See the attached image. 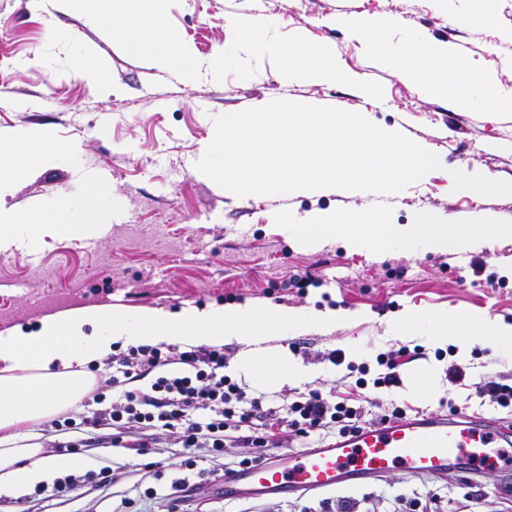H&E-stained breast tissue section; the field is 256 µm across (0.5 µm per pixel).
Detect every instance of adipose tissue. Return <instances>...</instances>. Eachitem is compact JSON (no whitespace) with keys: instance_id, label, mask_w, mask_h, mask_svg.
<instances>
[{"instance_id":"ef3b65f1","label":"adipose tissue","mask_w":512,"mask_h":512,"mask_svg":"<svg viewBox=\"0 0 512 512\" xmlns=\"http://www.w3.org/2000/svg\"><path fill=\"white\" fill-rule=\"evenodd\" d=\"M341 22L355 38L369 42L385 61L398 64L400 75L422 91L495 114L512 111V92L504 90L492 74L475 67L456 47L427 44L419 34L392 43L389 33L393 22L381 15L345 16ZM72 151L70 143L38 130L21 136L1 133L0 155L8 162L0 166V195L32 170L66 159ZM67 211L61 200L30 212L0 210V247L33 244L50 233L79 236L101 232L98 224L67 222ZM374 234L414 250L441 240L463 238L487 243L512 237V225L494 224L480 217L461 226L437 224L425 214L412 224H383L376 213L364 211L355 216L325 214L312 223L288 227L289 238L309 243L337 239L355 245ZM350 319L342 310L316 313L255 303L209 310L192 307L176 315L98 306L45 317L30 332H0V496L16 497L34 486L53 483L62 462L46 455L32 426L80 403L89 394L94 378L86 367L111 355L114 343L156 344L174 338L190 345H219L234 338L246 346L240 362L244 371L268 382H299L305 377L303 369L291 364L287 353L272 354L267 340L286 332L342 325ZM426 319L433 339L441 343L466 334L512 346V323L466 316L448 308L429 312Z\"/></svg>"}]
</instances>
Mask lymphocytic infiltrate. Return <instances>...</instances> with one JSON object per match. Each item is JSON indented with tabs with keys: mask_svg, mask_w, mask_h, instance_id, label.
I'll use <instances>...</instances> for the list:
<instances>
[{
	"mask_svg": "<svg viewBox=\"0 0 512 512\" xmlns=\"http://www.w3.org/2000/svg\"><path fill=\"white\" fill-rule=\"evenodd\" d=\"M223 348L143 344L114 345L109 392H96L92 416L75 420L62 416L44 425L57 435V452L71 453L87 446L122 449L135 456L149 454L163 435H172L182 448H206L213 456L224 453L228 431L251 447L244 465L266 460L278 433L289 431L302 441L344 436L364 423L361 409L335 402L320 390L299 394L284 406L265 405L225 373ZM98 429L83 438L85 428Z\"/></svg>",
	"mask_w": 512,
	"mask_h": 512,
	"instance_id": "lymphocytic-infiltrate-1",
	"label": "lymphocytic infiltrate"
}]
</instances>
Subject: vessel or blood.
Instances as JSON below:
<instances>
[{
	"mask_svg": "<svg viewBox=\"0 0 512 512\" xmlns=\"http://www.w3.org/2000/svg\"><path fill=\"white\" fill-rule=\"evenodd\" d=\"M512 428L461 412L389 421L310 449L275 456L265 463L225 472V498H287L380 479L396 471L416 478L452 471L512 470Z\"/></svg>",
	"mask_w": 512,
	"mask_h": 512,
	"instance_id": "b4317fda",
	"label": "vessel or blood"
}]
</instances>
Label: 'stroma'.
<instances>
[{"instance_id": "obj_1", "label": "stroma", "mask_w": 512, "mask_h": 512, "mask_svg": "<svg viewBox=\"0 0 512 512\" xmlns=\"http://www.w3.org/2000/svg\"><path fill=\"white\" fill-rule=\"evenodd\" d=\"M479 0H180L168 11L183 41L206 59L231 44L236 17H269L284 36L300 34L334 46L346 75L375 81L382 100L340 85L284 82L271 61L258 64L246 80L186 82L133 58L79 15L56 14L54 22L29 0H0V133L42 130L68 141L73 155L37 169L0 196V208L33 211L62 198L75 207L74 219L106 224L110 230L92 247L68 235L44 237L32 251H0V331L34 329L48 314L93 306H118L170 314L187 307L220 308L246 301L312 311L343 310L354 322L313 327L296 337H273L272 346L301 349L289 357L307 377L280 386L249 379L239 368L242 346L224 343L225 372L250 394H266L275 404L294 393L321 390L333 400H349L366 419L380 407L405 409L407 417L447 414L455 406L512 423V413L480 402L475 385L512 376V348L461 336L436 343L429 325L418 322L401 336L388 332L398 313L440 308L480 314L512 323V241L466 249L426 245L410 251L398 241L347 247L339 242L302 245L289 240L287 225L303 224L326 212L382 213L385 223L411 224L422 213L440 223H468L484 212L512 225V193L481 200L460 193L455 177L475 179L486 172L512 184V114L495 116L462 108L442 95L422 93L382 62L364 42L336 22L341 15L389 14L399 21L392 42L423 33L434 43L463 49L480 68L495 73L512 90V0H493V26L474 22ZM90 47L102 64L112 94L70 74L71 48ZM274 100L331 106L366 113L388 132L404 135L438 154L441 169L395 196L324 189L265 197H237L194 175L190 163L222 113L260 107ZM104 181L109 195L83 211L88 176ZM479 269H472L471 261ZM310 272L303 288L285 287L289 273ZM421 347L419 357L400 366L397 385L361 388L359 366L377 371L379 354L400 346ZM342 351L345 362L327 359ZM465 377L449 382L450 365ZM250 448L227 442L221 457L191 451L161 438L148 455H114L115 481L87 484L72 499L19 497L13 512H337L348 501L352 512H397L400 502L437 497L433 512H457L464 496L493 499L502 480L482 477L413 478L397 472L386 479L288 500L224 502L212 493L225 468L250 456ZM152 471H144V464ZM198 485L200 494L173 504L175 484Z\"/></svg>"}]
</instances>
